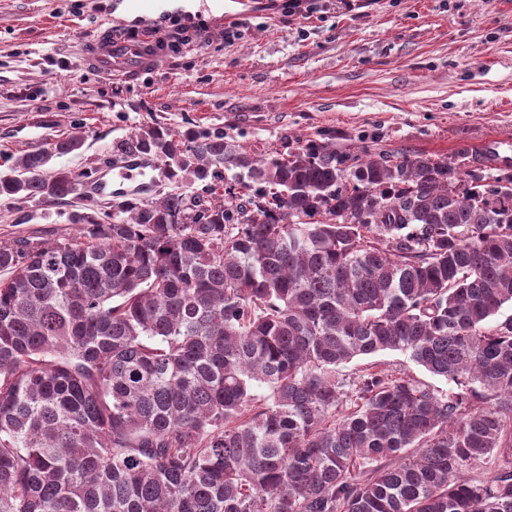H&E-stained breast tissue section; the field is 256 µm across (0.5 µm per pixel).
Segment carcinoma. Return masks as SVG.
<instances>
[{
	"label": "carcinoma",
	"mask_w": 512,
	"mask_h": 512,
	"mask_svg": "<svg viewBox=\"0 0 512 512\" xmlns=\"http://www.w3.org/2000/svg\"><path fill=\"white\" fill-rule=\"evenodd\" d=\"M81 146L0 198L77 194L48 165ZM112 150L173 188L0 242V512H512V465L467 476L512 451V167L157 123ZM385 350L466 391L339 373Z\"/></svg>",
	"instance_id": "carcinoma-1"
}]
</instances>
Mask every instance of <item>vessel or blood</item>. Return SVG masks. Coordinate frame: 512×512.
Returning <instances> with one entry per match:
<instances>
[{
	"mask_svg": "<svg viewBox=\"0 0 512 512\" xmlns=\"http://www.w3.org/2000/svg\"><path fill=\"white\" fill-rule=\"evenodd\" d=\"M167 56V43L153 29H140L136 39L112 34L104 30L97 40L89 42L84 51L87 66L98 74L109 76L116 74L133 80L144 71L158 68ZM154 160L146 156L125 157L116 166L110 168L108 179L92 183L91 194H111L113 186L136 184L138 190L153 189V182L143 181L146 170L156 169Z\"/></svg>",
	"mask_w": 512,
	"mask_h": 512,
	"instance_id": "1",
	"label": "vessel or blood"
}]
</instances>
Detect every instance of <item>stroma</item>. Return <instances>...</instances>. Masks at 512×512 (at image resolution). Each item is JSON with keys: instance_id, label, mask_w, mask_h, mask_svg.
<instances>
[{"instance_id": "stroma-1", "label": "stroma", "mask_w": 512, "mask_h": 512, "mask_svg": "<svg viewBox=\"0 0 512 512\" xmlns=\"http://www.w3.org/2000/svg\"><path fill=\"white\" fill-rule=\"evenodd\" d=\"M282 14L270 0L200 8L205 42L170 50L133 81L83 61L102 30L171 29L167 12L123 0H0V172L9 161L78 135L56 168L100 173L112 146L159 122L218 129L249 148L287 150L298 139L448 155L512 141V0H316ZM82 200H0V241L77 236ZM400 372L448 392L398 351L358 358L345 371Z\"/></svg>"}]
</instances>
